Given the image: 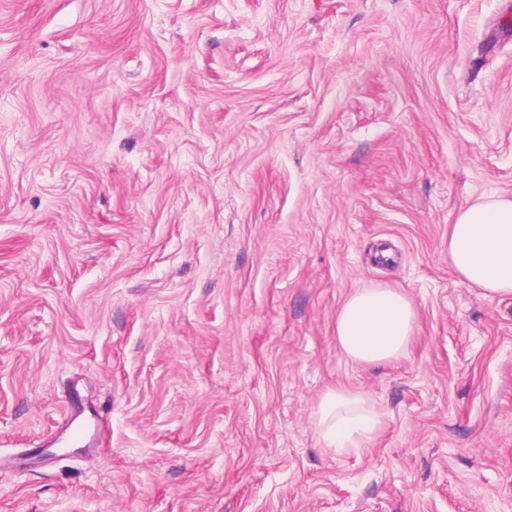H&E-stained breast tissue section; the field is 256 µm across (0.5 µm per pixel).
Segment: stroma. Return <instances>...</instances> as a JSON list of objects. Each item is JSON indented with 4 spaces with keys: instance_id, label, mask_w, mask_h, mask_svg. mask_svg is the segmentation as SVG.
<instances>
[{
    "instance_id": "1",
    "label": "stroma",
    "mask_w": 512,
    "mask_h": 512,
    "mask_svg": "<svg viewBox=\"0 0 512 512\" xmlns=\"http://www.w3.org/2000/svg\"><path fill=\"white\" fill-rule=\"evenodd\" d=\"M489 196L512 0H0V512H512V296L448 265ZM373 286L417 319L361 365ZM416 313L398 291L360 288L342 303L336 315V341L354 363L380 364L404 355ZM314 419L329 446L359 447V440L371 433L378 423V414L357 391L328 392L318 403Z\"/></svg>"
}]
</instances>
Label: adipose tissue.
I'll use <instances>...</instances> for the list:
<instances>
[{
  "mask_svg": "<svg viewBox=\"0 0 512 512\" xmlns=\"http://www.w3.org/2000/svg\"><path fill=\"white\" fill-rule=\"evenodd\" d=\"M448 264L454 274L490 299L512 295V199L492 197L462 209L448 231ZM416 313L398 291L360 288L336 315V341L352 362L380 364L407 350ZM314 419L329 446L355 448L378 415L357 391L323 395Z\"/></svg>",
  "mask_w": 512,
  "mask_h": 512,
  "instance_id": "1",
  "label": "adipose tissue"
}]
</instances>
